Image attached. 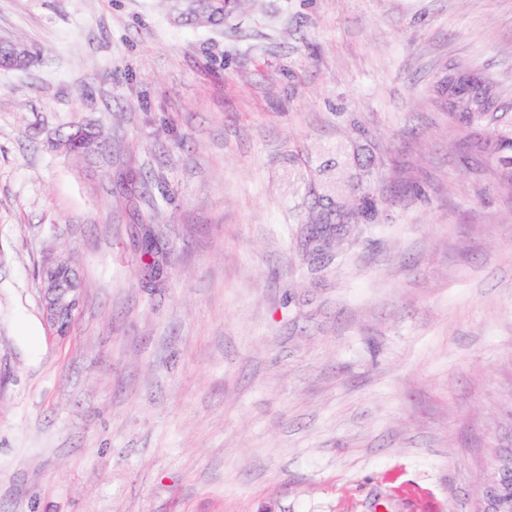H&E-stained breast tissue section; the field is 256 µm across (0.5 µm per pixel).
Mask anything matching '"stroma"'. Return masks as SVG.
<instances>
[{"label": "stroma", "mask_w": 512, "mask_h": 512, "mask_svg": "<svg viewBox=\"0 0 512 512\" xmlns=\"http://www.w3.org/2000/svg\"><path fill=\"white\" fill-rule=\"evenodd\" d=\"M0 38L43 49L0 69V512H475L512 196L440 83L512 103V0H0ZM183 3L182 17L180 22L185 25H198L199 15H205L210 26L224 25V18L241 10L245 5V0H232L226 3V0H186ZM441 86L447 94L448 103L453 106L466 99L473 109L486 110L496 102L485 89L484 80L460 67L448 68V75L441 81ZM69 273L68 278H63ZM44 314L47 322L60 334L73 320L79 306L80 284L71 275L69 262L64 258L49 260L42 269Z\"/></svg>", "instance_id": "1"}]
</instances>
